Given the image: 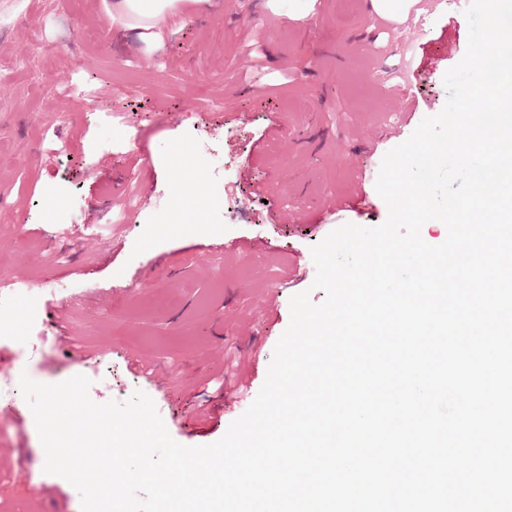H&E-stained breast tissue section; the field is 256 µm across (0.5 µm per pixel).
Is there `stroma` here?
<instances>
[{"instance_id":"35a3bbf8","label":"stroma","mask_w":512,"mask_h":512,"mask_svg":"<svg viewBox=\"0 0 512 512\" xmlns=\"http://www.w3.org/2000/svg\"><path fill=\"white\" fill-rule=\"evenodd\" d=\"M369 18L357 0H181L162 41L111 38L102 0H0V278L29 325L63 329L69 346L20 352L0 336V512H81L78 491L44 473L45 452L21 375L55 384L101 374L94 402L154 401L185 446L220 440L256 399L293 295L325 294L295 262L346 223L372 227L388 209L376 191L393 139L365 152L366 133L398 124L389 92L400 58L392 46L416 9ZM435 17L414 34V57L435 56L413 78L416 120L447 100L445 73L466 41L442 36ZM101 85L93 100L73 88ZM138 165L139 178L100 170L102 155ZM258 183L280 185L272 204ZM364 191L368 207L354 205ZM110 198L109 222L92 208ZM340 208L327 209V200ZM305 206L309 220L285 213ZM92 223L93 248L73 226ZM264 241L245 256L231 242ZM68 252L55 260L58 249ZM140 277L137 293L112 288ZM279 286L277 316L259 296ZM64 307L62 323L52 313ZM149 352L150 370L130 366ZM238 361V387L202 401L199 391ZM165 372L159 392L150 371Z\"/></svg>"}]
</instances>
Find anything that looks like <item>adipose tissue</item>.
I'll use <instances>...</instances> for the list:
<instances>
[{
  "mask_svg": "<svg viewBox=\"0 0 512 512\" xmlns=\"http://www.w3.org/2000/svg\"><path fill=\"white\" fill-rule=\"evenodd\" d=\"M179 0H104L107 15L117 21L119 30L136 29L148 44L161 42L169 16Z\"/></svg>",
  "mask_w": 512,
  "mask_h": 512,
  "instance_id": "ef3b65f1",
  "label": "adipose tissue"
}]
</instances>
